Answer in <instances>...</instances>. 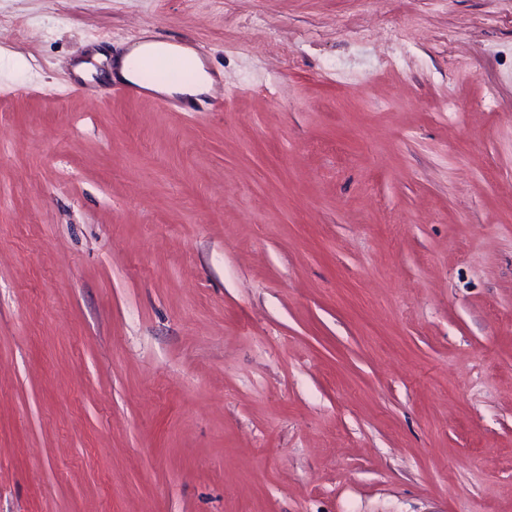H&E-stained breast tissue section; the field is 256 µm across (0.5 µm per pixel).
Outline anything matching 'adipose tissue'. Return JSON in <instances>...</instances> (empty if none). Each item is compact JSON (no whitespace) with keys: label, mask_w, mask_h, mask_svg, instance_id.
I'll return each mask as SVG.
<instances>
[{"label":"adipose tissue","mask_w":512,"mask_h":512,"mask_svg":"<svg viewBox=\"0 0 512 512\" xmlns=\"http://www.w3.org/2000/svg\"><path fill=\"white\" fill-rule=\"evenodd\" d=\"M171 56L189 64L196 75L194 82L183 83H162L158 89L170 95L195 96L207 92L211 82L207 72L196 54L187 48L176 47L157 40L144 41L134 46L127 56L118 60L113 74L115 77L131 84H138L142 67L141 59Z\"/></svg>","instance_id":"1"}]
</instances>
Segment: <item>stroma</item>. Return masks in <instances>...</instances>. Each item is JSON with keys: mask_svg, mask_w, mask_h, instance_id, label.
Masks as SVG:
<instances>
[{"mask_svg": "<svg viewBox=\"0 0 512 512\" xmlns=\"http://www.w3.org/2000/svg\"><path fill=\"white\" fill-rule=\"evenodd\" d=\"M0 512H512V0H0ZM164 56H171L189 64L192 72L196 74V79L191 84L162 83L149 85L148 88L169 95L188 96L199 95L209 90L211 85L209 76L192 50L169 45L158 40L144 41L134 46L127 56L117 61L114 70L112 68V78L118 77L123 81L138 85L140 84L139 80L144 65H138V62L144 57L149 59Z\"/></svg>", "mask_w": 512, "mask_h": 512, "instance_id": "stroma-1", "label": "stroma"}]
</instances>
